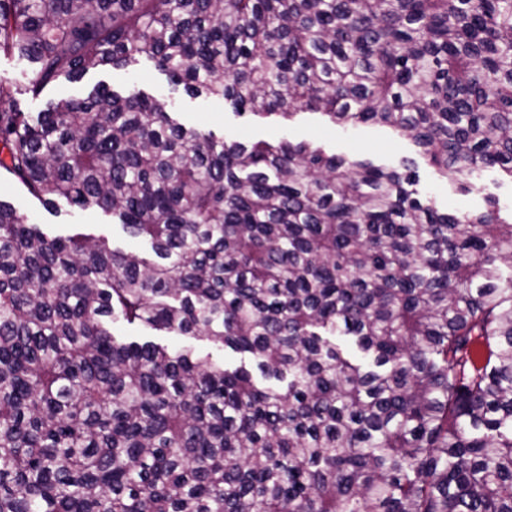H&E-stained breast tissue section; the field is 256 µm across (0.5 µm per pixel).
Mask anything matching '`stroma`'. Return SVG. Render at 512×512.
Masks as SVG:
<instances>
[{
    "mask_svg": "<svg viewBox=\"0 0 512 512\" xmlns=\"http://www.w3.org/2000/svg\"><path fill=\"white\" fill-rule=\"evenodd\" d=\"M32 78L27 64L0 53V87L13 92L23 111L37 113L63 98H83L97 85L104 84L122 93L135 87L148 94L164 95L171 103L174 119L180 124L204 129L216 135L242 142L287 140L312 143L326 153L366 161L377 166L402 169L411 165L418 176L416 189L422 200L432 202L443 212L479 211L487 199H495L502 217L512 216V178L494 168L481 170L468 190L448 182L426 161L423 152L411 139L392 128L377 124L341 127L319 112L301 110L290 118L280 115H238L231 102L221 98L189 95L183 86L172 84L165 72L147 58L112 70H92L81 79H60L48 86L40 97L26 94ZM0 199L25 213L30 223L45 232L67 236L77 232L103 236L123 250L142 248V241L127 235L114 224L111 214L100 210H80L66 201L45 207L29 195L11 175L0 171Z\"/></svg>",
    "mask_w": 512,
    "mask_h": 512,
    "instance_id": "obj_1",
    "label": "stroma"
}]
</instances>
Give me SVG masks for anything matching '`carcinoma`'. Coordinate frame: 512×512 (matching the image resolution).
<instances>
[{"label":"carcinoma","instance_id":"carcinoma-1","mask_svg":"<svg viewBox=\"0 0 512 512\" xmlns=\"http://www.w3.org/2000/svg\"><path fill=\"white\" fill-rule=\"evenodd\" d=\"M40 95L140 57L238 114L316 110L512 177V0H0ZM0 169L144 250L0 200V512H512V220L408 170L188 129L105 85ZM119 323L241 355L131 341Z\"/></svg>","mask_w":512,"mask_h":512}]
</instances>
